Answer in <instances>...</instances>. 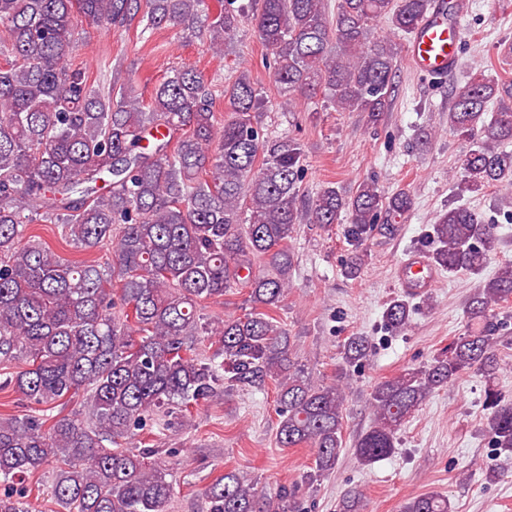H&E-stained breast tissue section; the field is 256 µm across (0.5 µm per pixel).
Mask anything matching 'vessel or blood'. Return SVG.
I'll list each match as a JSON object with an SVG mask.
<instances>
[{"mask_svg":"<svg viewBox=\"0 0 512 512\" xmlns=\"http://www.w3.org/2000/svg\"><path fill=\"white\" fill-rule=\"evenodd\" d=\"M463 31L448 18L446 0H432L408 42V59L417 72L441 77L458 65ZM439 280L438 271L427 255L408 256L397 268V281L408 294L429 292Z\"/></svg>","mask_w":512,"mask_h":512,"instance_id":"vessel-or-blood-1","label":"vessel or blood"}]
</instances>
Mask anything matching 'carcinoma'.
Masks as SVG:
<instances>
[{"label":"carcinoma","instance_id":"cac0c4a2","mask_svg":"<svg viewBox=\"0 0 512 512\" xmlns=\"http://www.w3.org/2000/svg\"><path fill=\"white\" fill-rule=\"evenodd\" d=\"M430 0H0V363L23 355L27 367L0 382L42 414L0 418V512H30L29 478L57 462L50 493L60 512H168V465L149 437L133 453L118 440L144 430L146 415L189 413L233 387L277 388L275 439L306 445L313 486L336 467L343 446L348 369L367 360L370 338L350 336L331 384L303 380L291 360L278 313L290 288L288 244L306 214L330 226L346 221L352 246L345 271L363 270L361 250L381 217L400 218L412 196H385L375 182L344 195L327 184L301 192L303 144L264 134V106L242 71L224 86L229 115L219 122L215 95L191 64L171 71L140 100L131 84L101 94L66 58L79 47L76 17L97 30L141 26L207 35L222 46L247 12L273 63L280 106L322 94L335 108L388 111L402 52ZM385 22L389 37L370 43ZM512 85L475 66L450 91L448 130L464 144L458 194L490 187L512 192ZM31 224H58L80 251L112 249V265L64 260ZM429 258L439 270L479 277L465 306L466 329L422 366L374 385V422L356 438L363 466L394 455L408 419L437 390L475 373L486 381L485 429L512 452V400L496 388L500 370L496 309L512 300V264L481 277L500 237L497 224L468 206H450L431 225ZM246 289L249 310L217 322L202 303ZM414 307L390 300L385 325L406 330ZM216 336L210 355L201 338ZM89 417L51 414L78 393ZM206 512H301L297 487L273 497L234 472L206 491ZM401 512H448L428 492Z\"/></svg>","mask_w":512,"mask_h":512}]
</instances>
